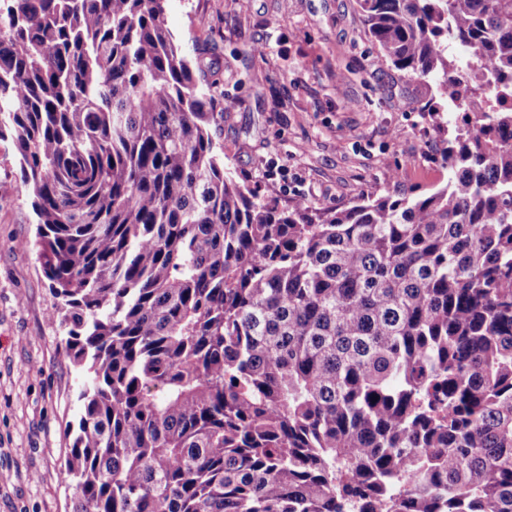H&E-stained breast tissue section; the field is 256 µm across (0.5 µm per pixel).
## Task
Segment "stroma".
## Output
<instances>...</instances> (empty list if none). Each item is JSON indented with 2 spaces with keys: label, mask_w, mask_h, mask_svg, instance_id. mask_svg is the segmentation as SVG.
Returning <instances> with one entry per match:
<instances>
[{
  "label": "stroma",
  "mask_w": 512,
  "mask_h": 512,
  "mask_svg": "<svg viewBox=\"0 0 512 512\" xmlns=\"http://www.w3.org/2000/svg\"><path fill=\"white\" fill-rule=\"evenodd\" d=\"M167 23L217 84L226 167L260 196L334 208L447 183L420 110L428 89L381 62L357 0H169ZM35 237L0 141V512H70L74 493L65 458L84 376L64 355Z\"/></svg>",
  "instance_id": "35a3bbf8"
}]
</instances>
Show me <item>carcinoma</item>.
<instances>
[{
  "label": "carcinoma",
  "instance_id": "1",
  "mask_svg": "<svg viewBox=\"0 0 512 512\" xmlns=\"http://www.w3.org/2000/svg\"><path fill=\"white\" fill-rule=\"evenodd\" d=\"M167 2L0 0L72 512H512V0H357L450 176L323 209L224 167Z\"/></svg>",
  "mask_w": 512,
  "mask_h": 512
}]
</instances>
